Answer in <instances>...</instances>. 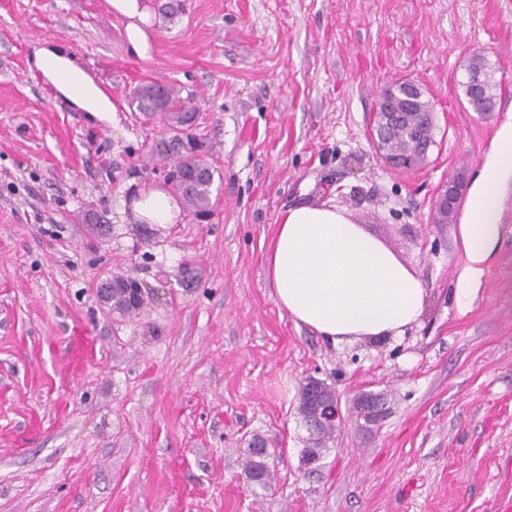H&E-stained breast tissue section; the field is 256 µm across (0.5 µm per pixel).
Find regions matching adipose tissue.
Returning <instances> with one entry per match:
<instances>
[{"mask_svg":"<svg viewBox=\"0 0 512 512\" xmlns=\"http://www.w3.org/2000/svg\"><path fill=\"white\" fill-rule=\"evenodd\" d=\"M125 19L127 41L148 56L152 16L143 0H108ZM512 178V124L501 127L467 195L459 226L465 265L458 276L460 312L470 310L500 238L501 187ZM137 223L175 224L182 209L159 185L138 188L130 200ZM278 304L295 323L332 343L403 335L421 317L426 288L420 276L380 240L333 205L301 203L279 216L264 257Z\"/></svg>","mask_w":512,"mask_h":512,"instance_id":"1","label":"adipose tissue"}]
</instances>
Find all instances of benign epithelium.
I'll use <instances>...</instances> for the list:
<instances>
[{
  "label": "benign epithelium",
  "mask_w": 512,
  "mask_h": 512,
  "mask_svg": "<svg viewBox=\"0 0 512 512\" xmlns=\"http://www.w3.org/2000/svg\"><path fill=\"white\" fill-rule=\"evenodd\" d=\"M421 86L409 79L401 80L382 88L378 95L377 110L372 114L370 143L382 165L392 171L411 172L423 167L431 148L436 146V124L432 112H410L408 102ZM409 125L405 142L394 143L387 137L388 129ZM464 182L448 188L441 187L431 208V223H448V210L455 209L460 199ZM370 420L374 423L384 417L381 400L375 396L359 398ZM342 410L338 394L330 399H319L310 404L304 424L308 433L329 424L339 426Z\"/></svg>",
  "instance_id": "obj_1"
}]
</instances>
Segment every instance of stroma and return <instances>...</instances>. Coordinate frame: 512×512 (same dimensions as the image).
<instances>
[{"label":"stroma","instance_id":"stroma-1","mask_svg":"<svg viewBox=\"0 0 512 512\" xmlns=\"http://www.w3.org/2000/svg\"><path fill=\"white\" fill-rule=\"evenodd\" d=\"M146 0L135 55L107 0H0V512H512V183L471 310L455 290L458 224L430 221L458 170L476 178L512 122V0ZM482 50L506 98L458 95ZM66 58L111 110L46 85ZM412 78L437 112L413 172L368 140L377 95ZM176 88L196 120L174 138L131 104ZM213 207L146 228L136 187L173 188L187 157ZM327 203L427 288L404 336L332 344L280 308L263 258L288 206ZM139 281L122 313L98 288ZM389 407L345 422L314 465L297 413L307 377ZM268 445V490L246 478Z\"/></svg>","mask_w":512,"mask_h":512}]
</instances>
